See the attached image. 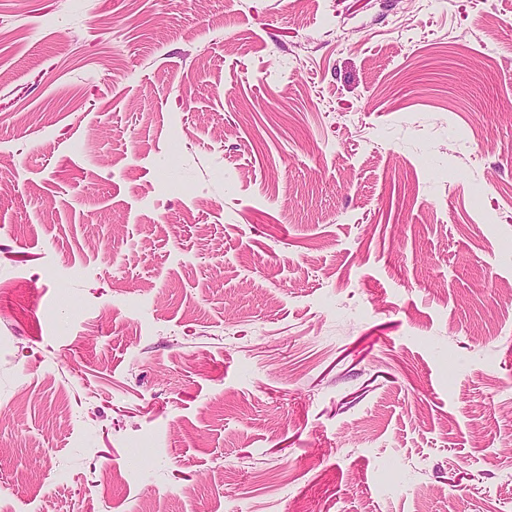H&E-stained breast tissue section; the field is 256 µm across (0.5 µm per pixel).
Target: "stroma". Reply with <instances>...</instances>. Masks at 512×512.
Segmentation results:
<instances>
[{
    "mask_svg": "<svg viewBox=\"0 0 512 512\" xmlns=\"http://www.w3.org/2000/svg\"><path fill=\"white\" fill-rule=\"evenodd\" d=\"M511 287L512 0H0V512H512Z\"/></svg>",
    "mask_w": 512,
    "mask_h": 512,
    "instance_id": "stroma-1",
    "label": "stroma"
}]
</instances>
